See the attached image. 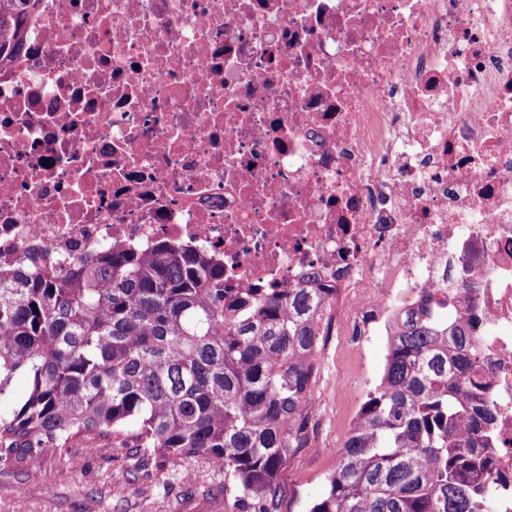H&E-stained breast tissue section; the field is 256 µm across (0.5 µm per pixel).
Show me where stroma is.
<instances>
[{"mask_svg":"<svg viewBox=\"0 0 512 512\" xmlns=\"http://www.w3.org/2000/svg\"><path fill=\"white\" fill-rule=\"evenodd\" d=\"M387 336L364 342L337 336L325 325L311 398L308 443L295 449L278 474V512H309L326 491L350 424L369 390L380 381ZM135 451L77 444L39 469L0 465V512H232L224 496V470L192 458L181 467H135Z\"/></svg>","mask_w":512,"mask_h":512,"instance_id":"obj_1","label":"stroma"}]
</instances>
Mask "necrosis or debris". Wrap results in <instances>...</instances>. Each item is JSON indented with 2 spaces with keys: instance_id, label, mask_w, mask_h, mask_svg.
I'll use <instances>...</instances> for the list:
<instances>
[{
  "instance_id": "4bbe7bcc",
  "label": "necrosis or debris",
  "mask_w": 512,
  "mask_h": 512,
  "mask_svg": "<svg viewBox=\"0 0 512 512\" xmlns=\"http://www.w3.org/2000/svg\"><path fill=\"white\" fill-rule=\"evenodd\" d=\"M0 62V270L157 243L228 288L472 319L512 512V0H37Z\"/></svg>"
}]
</instances>
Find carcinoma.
I'll list each match as a JSON object with an SVG mask.
<instances>
[{"mask_svg":"<svg viewBox=\"0 0 512 512\" xmlns=\"http://www.w3.org/2000/svg\"><path fill=\"white\" fill-rule=\"evenodd\" d=\"M33 0H0V60ZM336 289L224 287V267L162 243L59 274L0 272V463L39 469L75 442L224 467L233 512H278V473L305 447L324 317ZM379 384L309 512H494V419L470 325L430 295L394 308Z\"/></svg>","mask_w":512,"mask_h":512,"instance_id":"1","label":"carcinoma"}]
</instances>
